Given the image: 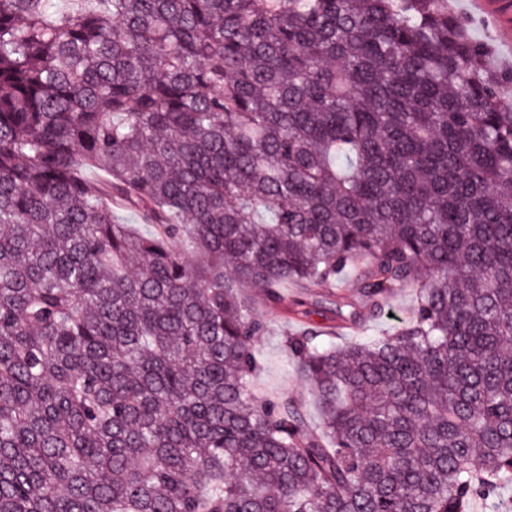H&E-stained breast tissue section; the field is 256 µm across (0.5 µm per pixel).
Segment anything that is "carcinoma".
Instances as JSON below:
<instances>
[{
  "mask_svg": "<svg viewBox=\"0 0 512 512\" xmlns=\"http://www.w3.org/2000/svg\"><path fill=\"white\" fill-rule=\"evenodd\" d=\"M484 53L448 0H0V512L495 507L512 72ZM254 286L302 325L315 431L253 391ZM399 288L385 336L305 325ZM415 301V295L410 288L399 291L389 304L385 307L384 314L377 320H372L364 330L338 329L334 323L324 321L320 316L313 314L314 323L323 327L326 341L333 340L335 343L346 341H365L373 336H383L398 327L409 315ZM393 314V317L389 316Z\"/></svg>",
  "mask_w": 512,
  "mask_h": 512,
  "instance_id": "carcinoma-1",
  "label": "carcinoma"
}]
</instances>
